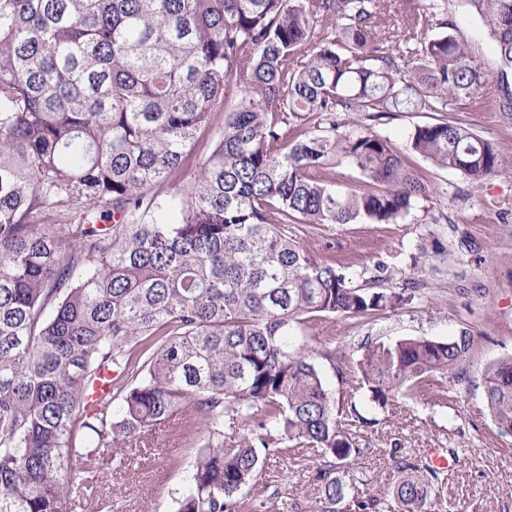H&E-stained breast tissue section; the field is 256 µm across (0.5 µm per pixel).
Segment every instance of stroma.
I'll list each match as a JSON object with an SVG mask.
<instances>
[{"instance_id": "1", "label": "stroma", "mask_w": 512, "mask_h": 512, "mask_svg": "<svg viewBox=\"0 0 512 512\" xmlns=\"http://www.w3.org/2000/svg\"><path fill=\"white\" fill-rule=\"evenodd\" d=\"M448 9L470 42L471 64L488 75L483 96L497 97L504 84L512 85V74L501 77L487 28L464 0H448ZM444 118L512 155V124L499 113L474 111L462 101L444 114L401 113L375 130L402 147L414 126ZM407 160L434 191L405 218L390 224H297L293 230L314 256L334 264L354 285L373 276L381 262L392 273L387 289L397 292L415 282L420 291L398 307L312 321L296 334L336 394L342 384L324 357L326 350L353 354L371 342L471 336L473 350L445 380L447 399L429 389L418 400L398 398L383 409L363 404L373 423L357 432L366 453L354 459L353 469L363 480L349 494L364 501L391 497L397 475L389 453L398 444L422 464L445 457L446 512H512V435L495 434L484 394L488 365L512 356V170L475 189L457 172L417 154H408ZM148 440L149 447L128 449V465L99 483L102 493L115 494V512H173L190 487L200 437L166 425ZM317 464L312 448L297 449L284 460L272 458L262 476L244 489L245 512H316Z\"/></svg>"}]
</instances>
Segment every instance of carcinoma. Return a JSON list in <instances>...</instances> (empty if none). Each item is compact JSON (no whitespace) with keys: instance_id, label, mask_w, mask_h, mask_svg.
Listing matches in <instances>:
<instances>
[{"instance_id":"cac0c4a2","label":"carcinoma","mask_w":512,"mask_h":512,"mask_svg":"<svg viewBox=\"0 0 512 512\" xmlns=\"http://www.w3.org/2000/svg\"><path fill=\"white\" fill-rule=\"evenodd\" d=\"M512 71V0H464ZM385 0H0V512H113L99 477L124 448L177 414L203 432L173 512H240L267 460L317 448L319 512H440L444 471L397 448L390 503H345L384 408L442 385L473 340L379 342L337 398L297 326L404 301L377 275L353 286L291 224H386L431 184L371 122L446 112L465 100L512 121V93L488 74L446 3L409 6L401 32ZM224 113L193 178L163 198L211 116ZM408 147L478 188L512 167L463 125L415 127ZM358 183L332 177L336 162ZM68 207L64 224H44ZM115 382L88 408L99 373ZM497 433L512 435V357L485 371ZM122 412L113 414L114 402Z\"/></svg>"}]
</instances>
